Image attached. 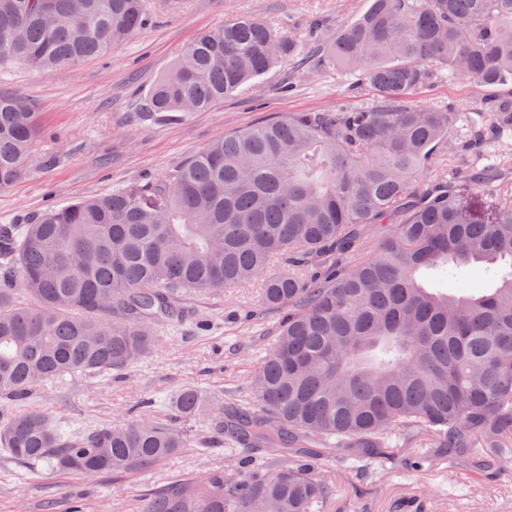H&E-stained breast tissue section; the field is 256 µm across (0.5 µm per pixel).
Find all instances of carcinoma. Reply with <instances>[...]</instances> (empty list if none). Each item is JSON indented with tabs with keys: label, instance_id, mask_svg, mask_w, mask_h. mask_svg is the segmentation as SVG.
I'll use <instances>...</instances> for the list:
<instances>
[{
	"label": "carcinoma",
	"instance_id": "carcinoma-1",
	"mask_svg": "<svg viewBox=\"0 0 512 512\" xmlns=\"http://www.w3.org/2000/svg\"><path fill=\"white\" fill-rule=\"evenodd\" d=\"M144 0H0V66L50 73L141 32ZM299 45L256 17L197 35L152 86L143 119L183 120L259 83ZM320 66L373 95L334 112L272 117L224 135L169 178L0 226V398L66 375L109 376L149 356L195 294L260 282L281 321L250 404L187 387L161 421L68 432L43 411L0 422V449L93 478L186 447L180 420L209 414L229 441L280 463L268 473L175 483L143 512H311L332 491L317 461L362 467L394 437L425 435L459 462L512 455V177L487 158L512 141V96L490 111L424 106L439 77L512 87V0H369L336 29ZM40 134L25 101L0 95V188ZM471 166L448 168L457 155ZM480 197L488 213L468 207ZM379 251L343 259L366 241ZM279 259L286 269L271 270ZM491 273L461 294L464 270ZM30 302L19 300V292Z\"/></svg>",
	"mask_w": 512,
	"mask_h": 512
}]
</instances>
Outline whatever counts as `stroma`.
Instances as JSON below:
<instances>
[{
  "mask_svg": "<svg viewBox=\"0 0 512 512\" xmlns=\"http://www.w3.org/2000/svg\"><path fill=\"white\" fill-rule=\"evenodd\" d=\"M368 7V0H145L151 26L102 57L43 74L16 63L0 70V94L30 104L45 130L27 174L0 188V225L27 224L51 207L106 195L143 177H165L225 134L276 116L333 111L369 97L336 69L310 74L329 35ZM251 15L296 34L301 49L257 86L178 123L142 122L144 93L204 30ZM488 92L470 81L439 80L422 89V105L462 107ZM259 288L246 285L184 301L147 358L124 371L64 377L38 387L28 407L81 430L128 422L141 399L164 406L186 387L247 403L251 380L270 346L279 314L263 311ZM187 445L171 459L123 476L87 478L47 467L27 469L0 453V512H141L154 492L223 471L235 480L262 473L271 453L228 451L204 416L182 423ZM333 491L314 512H512V458L480 472L423 439L395 443L368 468L339 455L325 459Z\"/></svg>",
  "mask_w": 512,
  "mask_h": 512,
  "instance_id": "1",
  "label": "stroma"
}]
</instances>
